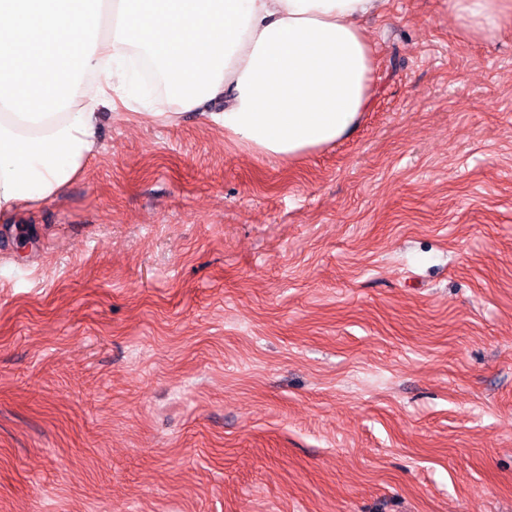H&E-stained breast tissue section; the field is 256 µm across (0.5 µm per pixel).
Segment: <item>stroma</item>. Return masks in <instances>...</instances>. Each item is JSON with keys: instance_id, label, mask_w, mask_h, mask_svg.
Here are the masks:
<instances>
[{"instance_id": "35a3bbf8", "label": "stroma", "mask_w": 512, "mask_h": 512, "mask_svg": "<svg viewBox=\"0 0 512 512\" xmlns=\"http://www.w3.org/2000/svg\"><path fill=\"white\" fill-rule=\"evenodd\" d=\"M364 29L336 145L105 108L0 223V512H512V28Z\"/></svg>"}]
</instances>
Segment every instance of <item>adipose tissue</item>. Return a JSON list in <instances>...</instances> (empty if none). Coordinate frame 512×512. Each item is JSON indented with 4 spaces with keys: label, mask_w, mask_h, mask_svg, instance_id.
<instances>
[{
    "label": "adipose tissue",
    "mask_w": 512,
    "mask_h": 512,
    "mask_svg": "<svg viewBox=\"0 0 512 512\" xmlns=\"http://www.w3.org/2000/svg\"><path fill=\"white\" fill-rule=\"evenodd\" d=\"M384 0H0V216L57 199L98 143L99 108L193 113L291 160L335 144L372 99L360 27ZM457 32L512 24V0H448ZM220 101L219 112L207 104Z\"/></svg>",
    "instance_id": "1"
}]
</instances>
